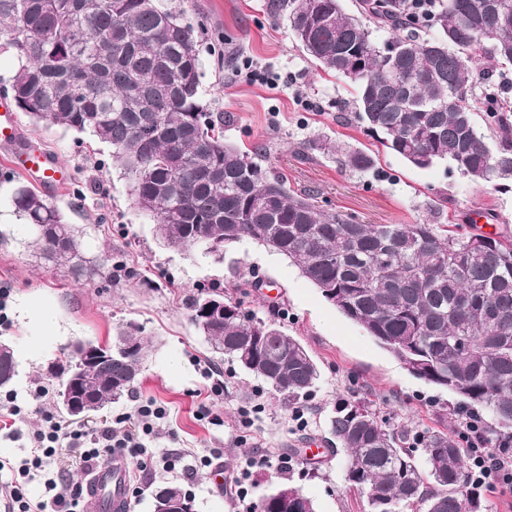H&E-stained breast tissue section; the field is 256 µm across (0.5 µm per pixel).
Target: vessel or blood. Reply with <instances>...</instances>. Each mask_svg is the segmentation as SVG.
Returning <instances> with one entry per match:
<instances>
[{"instance_id": "vessel-or-blood-1", "label": "vessel or blood", "mask_w": 512, "mask_h": 512, "mask_svg": "<svg viewBox=\"0 0 512 512\" xmlns=\"http://www.w3.org/2000/svg\"><path fill=\"white\" fill-rule=\"evenodd\" d=\"M21 133L18 115L10 109V97L0 90V144L11 145ZM10 173H34L36 185L41 189L64 188L71 179V171L60 162L47 161L44 154L35 153L23 161L7 160ZM130 466L122 456H114L112 462L98 466L87 478L84 512H130L127 493Z\"/></svg>"}]
</instances>
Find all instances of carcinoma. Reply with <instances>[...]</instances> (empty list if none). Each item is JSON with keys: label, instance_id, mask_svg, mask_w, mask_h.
I'll list each match as a JSON object with an SVG mask.
<instances>
[{"label": "carcinoma", "instance_id": "cac0c4a2", "mask_svg": "<svg viewBox=\"0 0 512 512\" xmlns=\"http://www.w3.org/2000/svg\"><path fill=\"white\" fill-rule=\"evenodd\" d=\"M263 7L346 83L349 120L383 148L417 168L448 161L465 177L508 188L495 171L512 164V0H438L424 26L411 20L406 0H356L353 12L342 0ZM0 46L19 61L6 81L17 110L109 144L132 177L138 208L166 226L167 244L275 242L274 251L409 373L457 396L459 408L491 415L490 440L512 438L511 235L477 233L472 224L465 233L461 224H361L291 191L257 151L224 142L225 117L201 100L198 35L155 0H0ZM484 62L492 64L491 91L478 94L472 70ZM450 84L459 109L448 105ZM323 153L361 173L377 161L335 142ZM13 205L44 228L35 239L49 261L79 276L103 268L36 187L17 182ZM206 338L288 408H299L318 380L298 339L228 298ZM126 343L135 351L119 353ZM85 346L92 343L73 344L52 364L61 379ZM110 348L86 361L81 419L129 393L139 375L144 337L124 332ZM16 376L14 351L0 344V388ZM328 428L348 453L347 486L366 494L371 512H486L465 449L449 431L390 427L371 403L352 399L336 403ZM158 493L193 502L175 483ZM289 498L297 512H315L312 499L287 484L265 495L259 512H285Z\"/></svg>", "mask_w": 512, "mask_h": 512}]
</instances>
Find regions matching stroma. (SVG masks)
<instances>
[{"mask_svg":"<svg viewBox=\"0 0 512 512\" xmlns=\"http://www.w3.org/2000/svg\"><path fill=\"white\" fill-rule=\"evenodd\" d=\"M182 12L185 23L203 27L201 97L209 111L231 118L224 139L236 147L263 151L262 164L282 176L295 193L312 192L328 208L355 215L365 224H416L430 219L436 196L448 198L455 223L475 221L479 232L512 235V191L463 177L448 162L420 169L380 152L379 173L344 169L315 143L340 141L372 147L362 130L344 124L337 107L344 84L321 75L299 49L287 22L272 21L263 0H158ZM251 57L278 76L271 90L240 79L218 65L222 54ZM311 96L313 108L296 102ZM23 138L73 172L70 187L47 197L73 224L89 257L104 263L102 274L77 278L43 259L35 236L12 202L14 176H0V289L8 292L0 310V343L12 346L18 375L0 391V462L16 464L30 454L31 437L44 425V412H57L51 364L61 348L79 341L111 343L121 330L146 337L138 381L131 394L108 404L88 422L67 421L71 430L96 431L119 415L152 402L166 410L150 443L154 457L179 452L174 468H132V512H153L155 490L176 483L194 500L196 512H240L237 477L245 460L269 455L271 466L251 477V500L259 502L280 482L301 487L316 512H368L365 494L344 481L345 453L327 433L326 420L340 398L373 402L381 419L398 427L449 428L456 398L408 373L392 354L336 310L287 258L244 241L225 248L215 261L195 248L161 243L156 222L136 205L132 180L112 159L108 144L86 133L35 124L21 117ZM223 292L242 309L274 318L298 339L318 366L320 378L304 406V425L282 408L264 383L215 353L192 324L188 299L198 292ZM46 307L57 318L47 339H36L26 309ZM224 381L211 391L203 365ZM17 404L13 416L8 404ZM302 448L319 461L314 470L277 462L287 449ZM222 464L215 485L201 459Z\"/></svg>","mask_w":512,"mask_h":512,"instance_id":"stroma-1","label":"stroma"}]
</instances>
